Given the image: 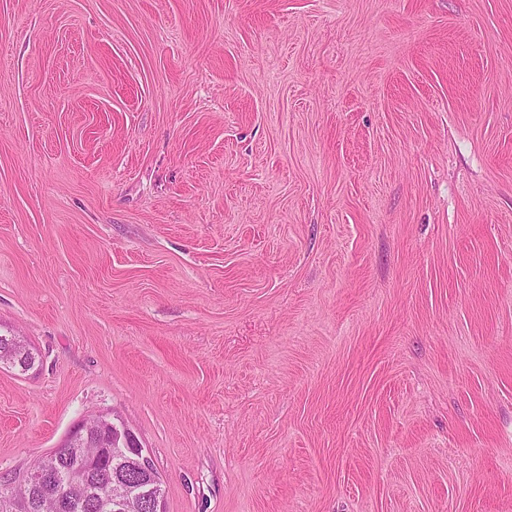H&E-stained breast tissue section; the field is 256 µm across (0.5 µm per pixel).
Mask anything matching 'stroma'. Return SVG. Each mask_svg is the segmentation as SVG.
Here are the masks:
<instances>
[{"mask_svg":"<svg viewBox=\"0 0 512 512\" xmlns=\"http://www.w3.org/2000/svg\"><path fill=\"white\" fill-rule=\"evenodd\" d=\"M0 324V477L512 512V0H0ZM10 334L15 340V347L18 353L14 356V358H9V361L0 362L1 368L11 367L13 370H17L21 374H25L31 370L34 366V351H32L29 347L26 346L23 341L22 336H16V333L13 329H9ZM93 418L90 422L89 419ZM108 429L112 452L127 453L138 470L149 476L148 481L125 480L114 478L113 484L118 492L112 498L108 497L103 507L113 509L105 511L99 509L102 498L107 497V480H98L94 474L110 470L114 467L110 461L101 462L109 448H103L106 443L102 438L103 432ZM65 447V448H62ZM59 449L51 454L36 460L31 468H40L46 463H55L65 478L71 470H75L79 463L72 457L69 448L78 451L76 459L82 464L87 461L81 457L84 448H94L97 455L95 463L88 464L90 476L88 480V498L83 508L66 509L61 512H164V500L161 493V481L154 475V464L147 448L144 447L134 429L114 412L99 411L75 422L69 429ZM122 481V482H121Z\"/></svg>","mask_w":512,"mask_h":512,"instance_id":"obj_1","label":"stroma"}]
</instances>
